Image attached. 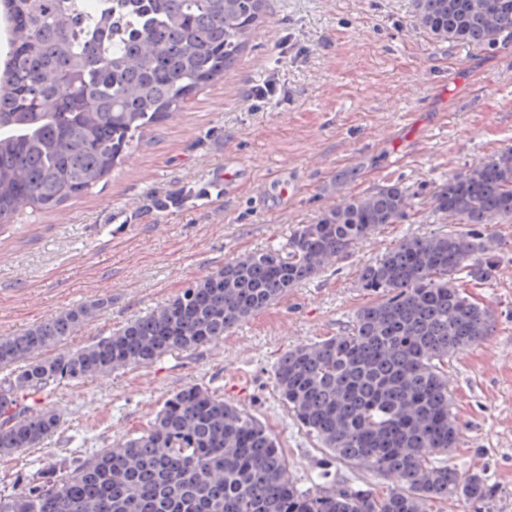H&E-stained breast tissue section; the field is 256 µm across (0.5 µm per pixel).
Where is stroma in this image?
<instances>
[{"label": "stroma", "mask_w": 512, "mask_h": 512, "mask_svg": "<svg viewBox=\"0 0 512 512\" xmlns=\"http://www.w3.org/2000/svg\"><path fill=\"white\" fill-rule=\"evenodd\" d=\"M279 68L288 98L250 110L245 92ZM512 147V48L491 56L432 41L412 0H267L237 64L146 130L124 163L93 189L0 228V335H14L101 297L112 304L68 347L109 335L174 297L190 281L244 254L286 244L350 193L400 183L419 213L382 227L354 254L292 289L195 352L58 386L38 397L62 415L40 448L0 458V475L77 458L143 431L190 384L223 391L275 436L299 486L310 487L324 451L279 402L273 368L286 350L347 332L372 295L359 266L397 241L446 230L426 199L448 174ZM281 174L252 198L268 170ZM245 187L222 196L220 176ZM348 182L337 186L336 176ZM178 208L148 210L154 196ZM487 284L464 289L494 314L480 343L448 359L460 428L448 465L483 471L497 486L493 512H512V220ZM242 381L245 395L228 392Z\"/></svg>", "instance_id": "35a3bbf8"}]
</instances>
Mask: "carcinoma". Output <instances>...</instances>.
<instances>
[{
    "label": "carcinoma",
    "mask_w": 512,
    "mask_h": 512,
    "mask_svg": "<svg viewBox=\"0 0 512 512\" xmlns=\"http://www.w3.org/2000/svg\"><path fill=\"white\" fill-rule=\"evenodd\" d=\"M440 43L491 54L512 44V0H413ZM263 0H0V227L28 207L53 208L98 185L144 129L238 60ZM71 81L62 87L57 77ZM397 184L346 196L283 246L245 254L174 298L76 349L63 343L112 304L104 297L23 333L0 336V456L38 448L63 421L31 401L61 382L150 365L196 350L288 295L416 208ZM431 212L466 231L400 240L363 264L377 299L349 331L285 351L279 399L324 450L318 483L288 472L276 438L216 390L187 386L148 428L83 459L19 470L0 512H430L458 499L492 512L496 486L434 458L458 447L448 357L490 335L493 311L459 278L482 283L498 244L479 227L512 219V147L448 175ZM51 355H45V352ZM396 479L378 495L332 481L334 463Z\"/></svg>",
    "instance_id": "obj_1"
}]
</instances>
